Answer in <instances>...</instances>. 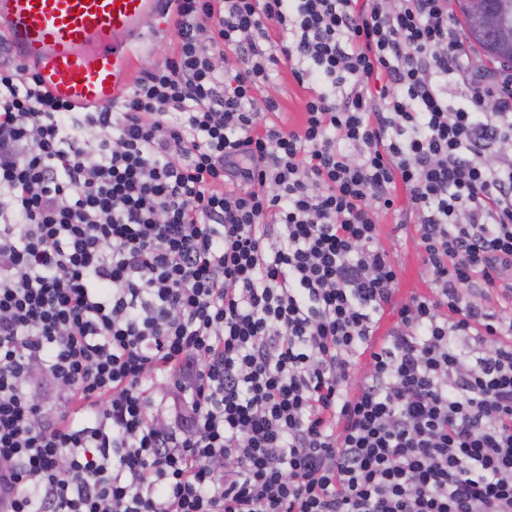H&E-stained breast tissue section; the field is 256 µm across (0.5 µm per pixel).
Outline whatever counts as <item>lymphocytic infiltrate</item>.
I'll list each match as a JSON object with an SVG mask.
<instances>
[{
	"label": "lymphocytic infiltrate",
	"mask_w": 512,
	"mask_h": 512,
	"mask_svg": "<svg viewBox=\"0 0 512 512\" xmlns=\"http://www.w3.org/2000/svg\"><path fill=\"white\" fill-rule=\"evenodd\" d=\"M165 9L116 102L0 64V512H512V70L448 0ZM164 30L148 38L143 44H140L135 50L134 61L132 64L130 83L139 75L143 69H148L156 63H161L165 59V53L169 52V43L174 38V33L168 28L167 23H160ZM273 77L274 81L266 87V93L274 97L280 106L277 112L279 118H274L291 126L299 125L303 117V99L306 93L292 78L288 66L283 62L279 64ZM395 211L381 218V244L399 269V291L395 301L405 302L412 294L429 292L428 276L413 238L416 235L406 196L400 193ZM404 223V224H402Z\"/></svg>",
	"instance_id": "f902f5d3"
}]
</instances>
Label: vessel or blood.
<instances>
[{
    "instance_id": "vessel-or-blood-1",
    "label": "vessel or blood",
    "mask_w": 512,
    "mask_h": 512,
    "mask_svg": "<svg viewBox=\"0 0 512 512\" xmlns=\"http://www.w3.org/2000/svg\"><path fill=\"white\" fill-rule=\"evenodd\" d=\"M163 0H0V25L49 91L81 105L124 95L134 41Z\"/></svg>"
}]
</instances>
